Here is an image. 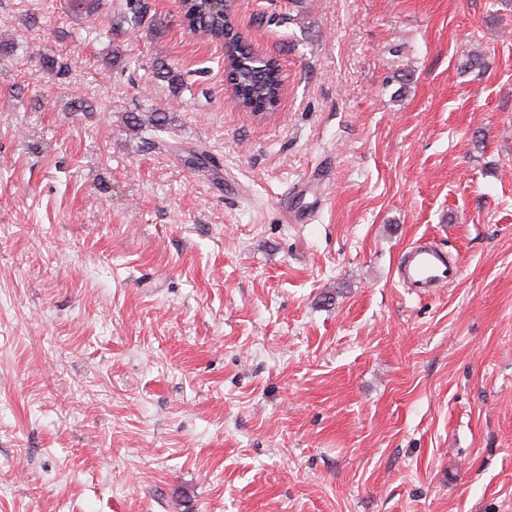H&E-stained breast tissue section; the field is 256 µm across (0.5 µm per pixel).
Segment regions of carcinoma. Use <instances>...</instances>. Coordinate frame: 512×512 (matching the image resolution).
Returning a JSON list of instances; mask_svg holds the SVG:
<instances>
[{
	"mask_svg": "<svg viewBox=\"0 0 512 512\" xmlns=\"http://www.w3.org/2000/svg\"><path fill=\"white\" fill-rule=\"evenodd\" d=\"M184 18L197 24V33L224 42L227 59L236 82L238 103L254 113H273L278 109L282 93V79L276 61H259L244 52L233 34L232 17L216 14L201 0H193L184 7Z\"/></svg>",
	"mask_w": 512,
	"mask_h": 512,
	"instance_id": "carcinoma-1",
	"label": "carcinoma"
}]
</instances>
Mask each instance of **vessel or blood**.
<instances>
[{"label": "vessel or blood", "instance_id": "1", "mask_svg": "<svg viewBox=\"0 0 512 512\" xmlns=\"http://www.w3.org/2000/svg\"><path fill=\"white\" fill-rule=\"evenodd\" d=\"M460 261L430 244L409 247L398 265L401 283L420 295H431L458 281Z\"/></svg>", "mask_w": 512, "mask_h": 512}]
</instances>
